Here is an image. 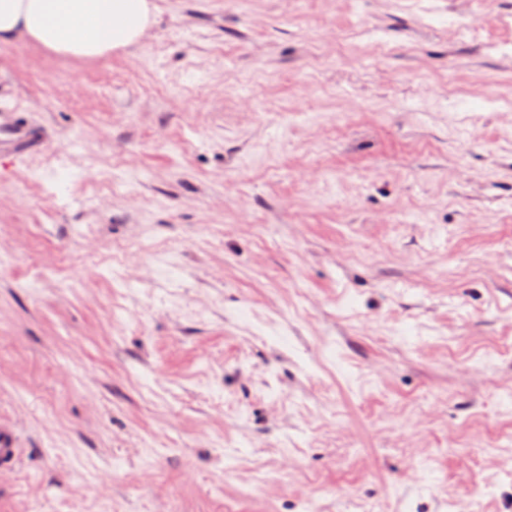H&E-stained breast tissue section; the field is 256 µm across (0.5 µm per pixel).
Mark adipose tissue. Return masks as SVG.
I'll use <instances>...</instances> for the list:
<instances>
[{"mask_svg": "<svg viewBox=\"0 0 512 512\" xmlns=\"http://www.w3.org/2000/svg\"><path fill=\"white\" fill-rule=\"evenodd\" d=\"M153 22L152 0H0V42L22 38L75 59L135 45Z\"/></svg>", "mask_w": 512, "mask_h": 512, "instance_id": "ef3b65f1", "label": "adipose tissue"}]
</instances>
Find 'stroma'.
Returning a JSON list of instances; mask_svg holds the SVG:
<instances>
[{
  "label": "stroma",
  "instance_id": "1",
  "mask_svg": "<svg viewBox=\"0 0 512 512\" xmlns=\"http://www.w3.org/2000/svg\"><path fill=\"white\" fill-rule=\"evenodd\" d=\"M155 5L0 43V512H512V0ZM153 0H0V43L23 38L57 56L102 60L136 45ZM39 130L13 113L0 115V156L23 155L40 142Z\"/></svg>",
  "mask_w": 512,
  "mask_h": 512
}]
</instances>
